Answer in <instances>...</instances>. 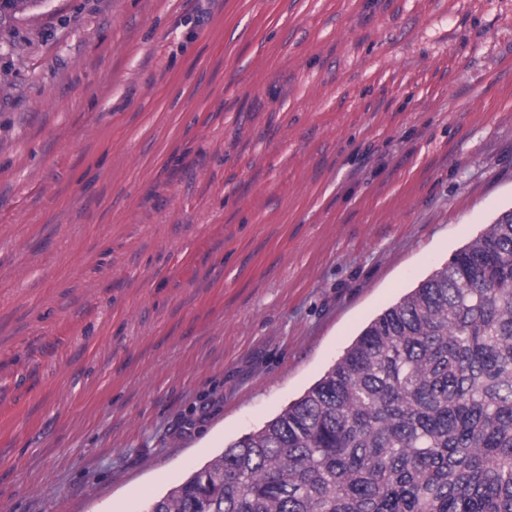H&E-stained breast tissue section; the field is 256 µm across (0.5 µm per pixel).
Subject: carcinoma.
<instances>
[{"label":"carcinoma","mask_w":512,"mask_h":512,"mask_svg":"<svg viewBox=\"0 0 512 512\" xmlns=\"http://www.w3.org/2000/svg\"><path fill=\"white\" fill-rule=\"evenodd\" d=\"M147 512H512V210Z\"/></svg>","instance_id":"obj_1"}]
</instances>
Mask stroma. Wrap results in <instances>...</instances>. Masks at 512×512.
Wrapping results in <instances>:
<instances>
[{"label":"stroma","mask_w":512,"mask_h":512,"mask_svg":"<svg viewBox=\"0 0 512 512\" xmlns=\"http://www.w3.org/2000/svg\"><path fill=\"white\" fill-rule=\"evenodd\" d=\"M512 209V0H42L0 25V512H146Z\"/></svg>","instance_id":"obj_1"}]
</instances>
